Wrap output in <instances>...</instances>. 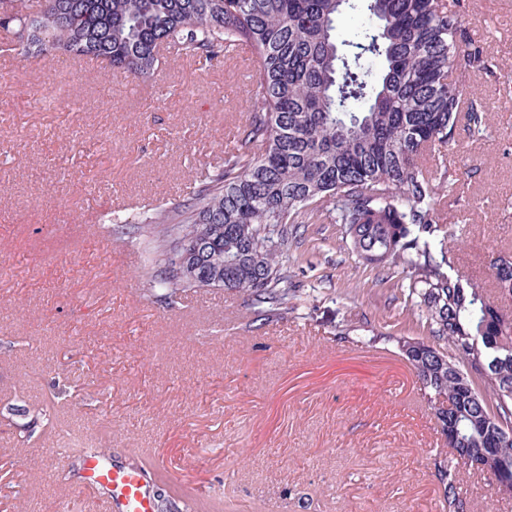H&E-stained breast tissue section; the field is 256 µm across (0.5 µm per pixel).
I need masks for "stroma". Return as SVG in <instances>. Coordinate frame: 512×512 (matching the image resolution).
Returning a JSON list of instances; mask_svg holds the SVG:
<instances>
[{
    "label": "stroma",
    "mask_w": 512,
    "mask_h": 512,
    "mask_svg": "<svg viewBox=\"0 0 512 512\" xmlns=\"http://www.w3.org/2000/svg\"><path fill=\"white\" fill-rule=\"evenodd\" d=\"M491 68L471 79L481 131L426 165L485 288L512 258V0H461ZM0 28V512H80L87 448L157 474L179 512H447L446 449L400 338L422 337L401 277L362 264L326 212L289 225L288 302L151 286L148 221L224 167L252 99L242 62L161 50L153 78L103 86L100 61L25 59ZM467 512H512L483 474Z\"/></svg>",
    "instance_id": "1"
}]
</instances>
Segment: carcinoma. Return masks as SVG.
<instances>
[{"label":"carcinoma","instance_id":"carcinoma-1","mask_svg":"<svg viewBox=\"0 0 512 512\" xmlns=\"http://www.w3.org/2000/svg\"><path fill=\"white\" fill-rule=\"evenodd\" d=\"M36 16L0 0L18 54L100 60L147 79L157 48L209 61L232 43L258 57L257 94L224 170L187 204L158 212L162 238H207L198 280L169 259L162 288L243 290L259 304L288 295V225L319 207L344 225L359 260L398 269L426 339L398 342L446 447L472 449L494 476L512 475V315L452 268L464 241L440 233L434 204L445 179L420 162L462 120L465 86L489 68L461 24L459 0H50ZM349 14L352 33L336 20ZM512 295V262L496 266ZM468 466L444 473L448 512H465Z\"/></svg>","mask_w":512,"mask_h":512}]
</instances>
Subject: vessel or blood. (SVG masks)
Instances as JSON below:
<instances>
[{
  "instance_id": "vessel-or-blood-1",
  "label": "vessel or blood",
  "mask_w": 512,
  "mask_h": 512,
  "mask_svg": "<svg viewBox=\"0 0 512 512\" xmlns=\"http://www.w3.org/2000/svg\"><path fill=\"white\" fill-rule=\"evenodd\" d=\"M81 485L102 497L109 512H155L147 475L140 469L115 462L107 453H86Z\"/></svg>"
}]
</instances>
